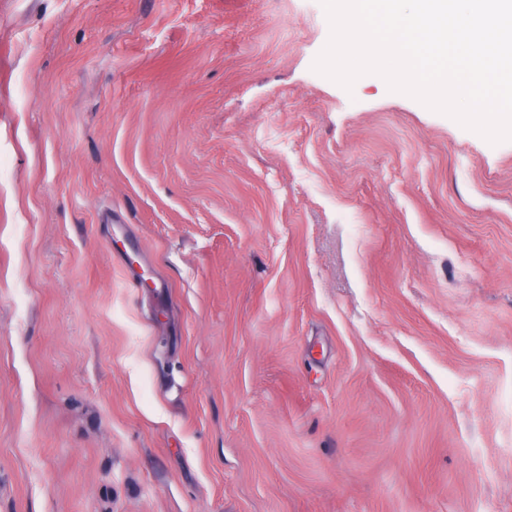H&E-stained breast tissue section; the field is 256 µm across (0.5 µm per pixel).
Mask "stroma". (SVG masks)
<instances>
[{
	"mask_svg": "<svg viewBox=\"0 0 512 512\" xmlns=\"http://www.w3.org/2000/svg\"><path fill=\"white\" fill-rule=\"evenodd\" d=\"M328 31L0 0V512H512V141Z\"/></svg>",
	"mask_w": 512,
	"mask_h": 512,
	"instance_id": "35a3bbf8",
	"label": "stroma"
}]
</instances>
